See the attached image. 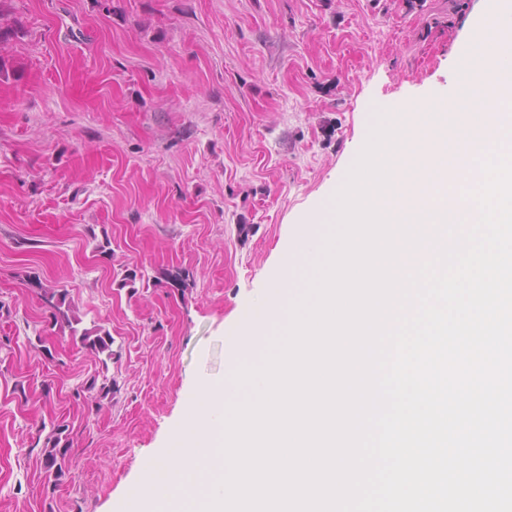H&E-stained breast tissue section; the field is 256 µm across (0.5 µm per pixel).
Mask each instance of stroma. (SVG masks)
I'll use <instances>...</instances> for the list:
<instances>
[{
  "mask_svg": "<svg viewBox=\"0 0 512 512\" xmlns=\"http://www.w3.org/2000/svg\"><path fill=\"white\" fill-rule=\"evenodd\" d=\"M483 18V0L0 5V512H133L295 229L380 113L456 92ZM46 289L111 333L109 362ZM106 378L111 399L86 391Z\"/></svg>",
  "mask_w": 512,
  "mask_h": 512,
  "instance_id": "35a3bbf8",
  "label": "stroma"
}]
</instances>
